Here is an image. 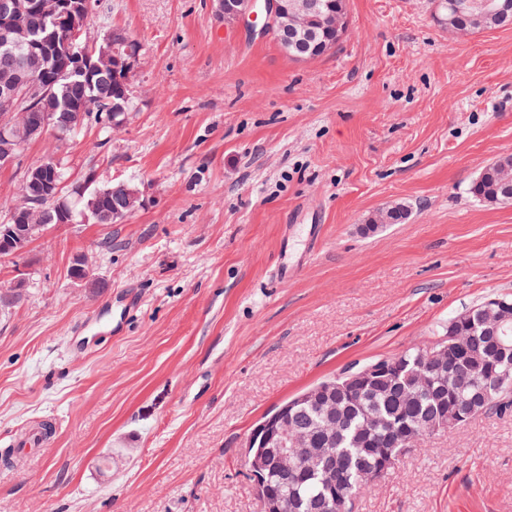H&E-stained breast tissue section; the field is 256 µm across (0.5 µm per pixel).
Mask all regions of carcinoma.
<instances>
[{"label":"carcinoma","instance_id":"carcinoma-1","mask_svg":"<svg viewBox=\"0 0 512 512\" xmlns=\"http://www.w3.org/2000/svg\"><path fill=\"white\" fill-rule=\"evenodd\" d=\"M29 39L43 40L54 32L67 36L64 17H49L39 11H31L26 17ZM315 50L306 57H319L336 45L332 32H318L314 40ZM42 79L51 85V97L45 101L31 100L29 108L54 121L51 137L64 142L74 137L88 120L79 119V109L88 105L112 111L119 103L122 110L116 116L122 124L134 103H126L117 97L120 84L108 68L103 67L93 74L73 69L70 58L63 54L48 57L42 66ZM498 161L485 167L471 184V194L486 202L512 201V192L504 193L498 187ZM56 177L53 186L31 184L23 181L21 193L41 194L49 191L56 198L43 206V214L34 217L32 224H18L14 232L26 243H31L42 232L57 223V210L62 208L73 214V219L88 217L95 224H114L128 216L139 205L138 189L135 185L114 181L106 171L90 168L82 182L73 188L82 207L78 208L61 196L67 172L61 163L55 164ZM457 325L469 336V352L458 358L448 353V394L444 403H439L434 391L415 385L417 377L424 372L428 347L411 348L393 355L395 370L386 382L370 389L349 374L331 379L336 385V397L343 411L336 421V440L326 439L330 432L325 419L326 406L306 402L290 410L289 426L306 428L315 435L313 448L319 459L315 469L287 467L276 449L263 447L260 442L253 445V456L263 465L264 482L257 487L263 499L273 498L288 505V512H348L340 503L331 500L330 482L336 481L350 497H355L363 485L372 479V473L382 467L383 460L401 447L402 430L407 425H416L428 417L444 410L448 416L465 411L475 417L492 409L506 411L512 408V392L485 398L483 389L489 383L492 371L487 354L488 341L481 336V326L476 315L463 316ZM378 417V426L366 430L368 415Z\"/></svg>","mask_w":512,"mask_h":512}]
</instances>
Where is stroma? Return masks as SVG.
I'll list each match as a JSON object with an SVG mask.
<instances>
[{
    "mask_svg": "<svg viewBox=\"0 0 512 512\" xmlns=\"http://www.w3.org/2000/svg\"><path fill=\"white\" fill-rule=\"evenodd\" d=\"M347 12L340 44L296 61L214 0H97L92 33L142 48L136 109L106 141L90 124L31 142L0 167V207L51 153L66 187L106 168L141 205L0 259V451L55 426L21 467L0 458V512H264L244 461L267 412L512 295V202L470 192L512 154V27L450 36L440 0ZM398 204L402 223L362 232ZM298 207L321 218L315 253ZM120 291L139 301L123 333L72 351ZM351 512H512V411L424 438Z\"/></svg>",
    "mask_w": 512,
    "mask_h": 512,
    "instance_id": "35a3bbf8",
    "label": "stroma"
}]
</instances>
